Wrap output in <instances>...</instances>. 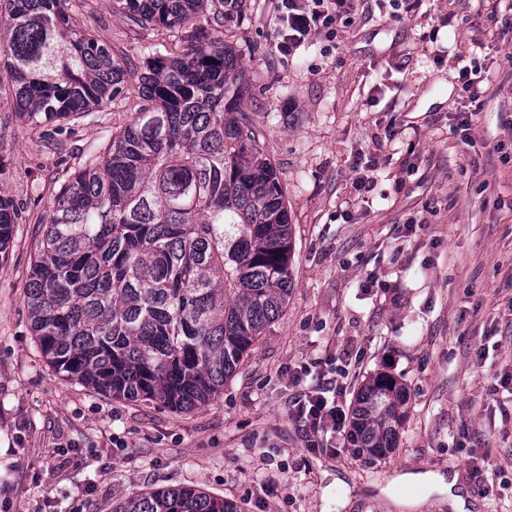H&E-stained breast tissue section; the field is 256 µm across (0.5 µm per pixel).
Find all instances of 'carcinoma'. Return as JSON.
<instances>
[{
	"label": "carcinoma",
	"mask_w": 512,
	"mask_h": 512,
	"mask_svg": "<svg viewBox=\"0 0 512 512\" xmlns=\"http://www.w3.org/2000/svg\"><path fill=\"white\" fill-rule=\"evenodd\" d=\"M135 25L172 32L134 72L69 0H0V91L30 124L98 119L138 82L131 123L61 183L26 292L56 371L114 398L204 404L277 320L294 288L292 228L276 170L251 128L241 59L207 0H115ZM201 23L186 30L193 19ZM16 210L0 190V256ZM405 391L384 373L351 411V442L395 447ZM113 512H240L189 487L135 494Z\"/></svg>",
	"instance_id": "obj_1"
}]
</instances>
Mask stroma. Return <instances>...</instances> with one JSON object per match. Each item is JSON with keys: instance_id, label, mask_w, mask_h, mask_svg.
<instances>
[{"instance_id": "1", "label": "stroma", "mask_w": 512, "mask_h": 512, "mask_svg": "<svg viewBox=\"0 0 512 512\" xmlns=\"http://www.w3.org/2000/svg\"><path fill=\"white\" fill-rule=\"evenodd\" d=\"M217 11L288 200V306L222 393L190 412L56 372L25 303L42 219L139 97L59 129L1 105L0 189L18 218L0 264V502L112 512L134 494L191 487L241 512H512V6L491 16L482 0H359L336 35L287 58L271 51L274 0H211ZM72 18L139 65L165 35L112 0L73 6ZM464 67L481 77L478 104L459 92ZM369 165L376 183L361 194ZM297 366L308 372L295 383ZM335 366L349 373L348 409L370 374L405 385L385 457L308 452L289 421L292 401ZM406 473L455 485L398 483Z\"/></svg>"}]
</instances>
